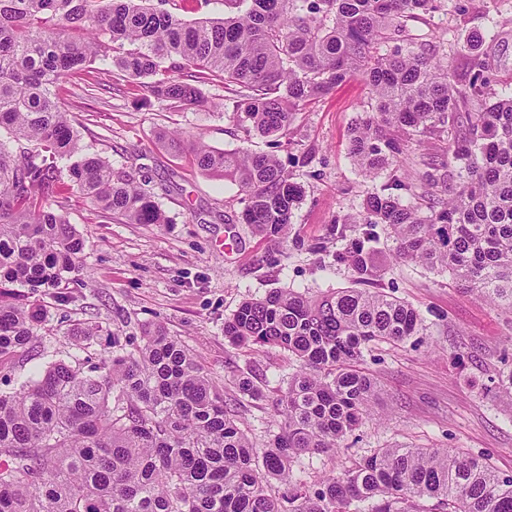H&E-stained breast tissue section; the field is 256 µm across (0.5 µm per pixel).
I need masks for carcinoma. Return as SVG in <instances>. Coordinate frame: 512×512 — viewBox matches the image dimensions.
Instances as JSON below:
<instances>
[{
	"mask_svg": "<svg viewBox=\"0 0 512 512\" xmlns=\"http://www.w3.org/2000/svg\"><path fill=\"white\" fill-rule=\"evenodd\" d=\"M171 2L0 0L4 384L29 360L41 297L80 272L86 241L59 212L68 195L129 224L169 222L154 193L84 149L53 96L109 48L126 78L174 110L203 104L195 82L220 80L233 118L264 137L287 135L307 105L361 78L371 97L349 155L365 176L389 175L359 217L335 220L366 226L352 239L338 231L336 264L364 285L379 278L369 243L381 224L396 257L446 270L512 312V94L492 89L481 31L453 45L467 60L460 75L406 35L448 0H224L232 14L205 21L184 20ZM429 140L447 142L441 162H413L410 181L399 175L408 148ZM187 151L200 171L246 193L242 223L281 239L303 188L275 156L201 142ZM420 329L415 308L366 288L243 301L224 337L296 363L259 452L224 387L164 326L142 324L129 351L102 324H80L72 335L112 337L97 361L70 353L0 391V512H512V476L447 448H379L336 476L295 477L302 458L341 447L369 415L377 384L365 352ZM502 364L473 386L512 405V362Z\"/></svg>",
	"mask_w": 512,
	"mask_h": 512,
	"instance_id": "obj_1",
	"label": "carcinoma"
}]
</instances>
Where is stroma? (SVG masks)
Masks as SVG:
<instances>
[{"mask_svg":"<svg viewBox=\"0 0 512 512\" xmlns=\"http://www.w3.org/2000/svg\"><path fill=\"white\" fill-rule=\"evenodd\" d=\"M458 2L448 14L409 23L413 42L431 44L443 27L452 35L480 29L495 88L512 90V0ZM91 76L99 83L94 92H85L77 77L56 88L82 144L143 182L169 221L128 224L70 196L63 215L87 240L83 267L63 298L44 297L40 354L15 379L25 381L65 358L76 342L70 334L76 323L102 322L122 341L138 335L142 323H159L223 385L225 400L236 406L256 446L264 447L272 403L295 365L280 350L257 353L225 339L224 320L242 301L275 289L320 294L355 287L351 271L332 263L334 221L358 213L381 185L363 176L348 153L349 129L367 108L369 88L358 78L339 84L298 114L279 145L246 132L223 110V84H199L204 105L173 111L124 78L111 54L96 59ZM165 131L216 150L275 154L303 187L284 239L271 242L242 223L245 192L202 173L189 154L168 150L159 140ZM228 240L234 243L230 253L224 250ZM392 247L386 231H379L374 248L387 270L373 288L416 308L421 334L378 344L366 355L364 368L378 386L368 418L341 448L304 459V476L336 475L355 459L397 445L482 455L512 475V408L469 386L471 377L493 375L500 355L512 353V313L477 298L448 272L392 260ZM242 378L261 386L263 397L241 398Z\"/></svg>","mask_w":512,"mask_h":512,"instance_id":"obj_1","label":"stroma"}]
</instances>
